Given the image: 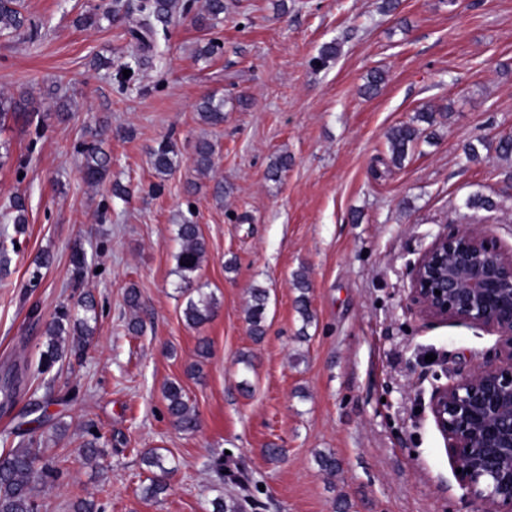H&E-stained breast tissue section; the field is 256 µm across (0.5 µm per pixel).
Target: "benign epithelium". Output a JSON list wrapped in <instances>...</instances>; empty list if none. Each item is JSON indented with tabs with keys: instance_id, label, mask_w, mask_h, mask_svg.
Returning a JSON list of instances; mask_svg holds the SVG:
<instances>
[{
	"instance_id": "benign-epithelium-1",
	"label": "benign epithelium",
	"mask_w": 512,
	"mask_h": 512,
	"mask_svg": "<svg viewBox=\"0 0 512 512\" xmlns=\"http://www.w3.org/2000/svg\"><path fill=\"white\" fill-rule=\"evenodd\" d=\"M406 300L499 336L492 359L433 386L428 408L473 512H512V246L485 224L437 234L410 263Z\"/></svg>"
}]
</instances>
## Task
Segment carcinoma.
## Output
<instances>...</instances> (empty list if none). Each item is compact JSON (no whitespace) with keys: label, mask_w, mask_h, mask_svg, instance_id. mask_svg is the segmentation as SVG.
Instances as JSON below:
<instances>
[{"label":"carcinoma","mask_w":512,"mask_h":512,"mask_svg":"<svg viewBox=\"0 0 512 512\" xmlns=\"http://www.w3.org/2000/svg\"><path fill=\"white\" fill-rule=\"evenodd\" d=\"M125 8L122 0H112V6L103 9L97 5L80 15L77 22L83 26H95L101 20L112 21L120 18ZM180 9L179 0H139L137 4L138 19L129 27L127 35L135 41L139 55L135 58L136 67L146 65L155 50L158 30L166 26ZM224 14V0H206L205 13L197 17L202 25H211L221 19ZM30 26V22L21 11L20 0H0V32L21 35ZM23 100L0 97V121L11 112H23ZM200 118L212 125L224 121V99L215 95L203 97L197 104ZM420 130L412 124H399L391 127L386 133L388 150L391 160L399 165L405 160L408 151L419 139ZM85 179L90 183H98L106 176L110 158L102 152L96 142L85 145ZM175 151L162 143L153 152L151 163L160 174L173 169ZM213 149L207 142L195 146L193 163L197 170L207 172L213 165ZM177 239L180 250L176 256L179 265L176 273L182 282V293L186 296L183 309L185 321L190 325H198L210 319L215 300L194 287L195 274L201 268L205 258V242L198 226L190 222L177 225ZM268 302V292L264 288L253 287L250 290V303L247 309V321L251 335L260 338L265 333L263 322ZM78 313L63 312L46 324V349L41 353L42 364L50 368L66 355L78 357L90 344L95 327L91 322L96 320L95 301L90 293L84 294L77 304ZM166 408L174 423L183 431H193L198 426V414L190 404L182 386L170 384L165 391ZM82 457L87 462L99 463L104 451L99 446V437L83 443ZM142 464L151 473L149 483L141 489L146 499H155L168 489V477L172 469L165 466L164 458L155 453L147 452L141 458ZM55 471L53 459L43 455L41 449L27 443L0 453V512H37L36 496L38 485Z\"/></svg>","instance_id":"cac0c4a2"}]
</instances>
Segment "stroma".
<instances>
[{"label":"stroma","instance_id":"stroma-1","mask_svg":"<svg viewBox=\"0 0 512 512\" xmlns=\"http://www.w3.org/2000/svg\"><path fill=\"white\" fill-rule=\"evenodd\" d=\"M98 2L22 0L35 38L0 34V94L27 101L0 133V217L14 196L27 206L26 224L0 220V386H17L0 396V436L16 445L10 430L43 417L33 436L62 475L42 487L39 512L84 499L99 512H212L215 499L241 495L214 469L219 459L244 468L256 512H471L427 404L436 378L484 362L499 337L427 320L405 289L410 261L447 225L488 224L512 244V157L496 151L512 136V0H402L393 13L383 0H224L212 28L194 21L203 0H188L123 87L116 70L137 54L127 20L77 23ZM212 40L217 52L198 58ZM328 43L337 53L324 61ZM374 69L386 82L363 96ZM208 94L224 100L221 124L197 116ZM427 105L434 124L393 165L387 130ZM98 128L112 163L93 186L81 145ZM200 140L214 149L205 174L192 163ZM163 142L176 152L165 175L151 164ZM471 143L479 161L466 158ZM281 154L288 168L269 180ZM476 194L496 209L466 207ZM187 219L206 242L197 280L216 299L197 326L184 320L176 273V226ZM45 251L51 264L37 269ZM300 272L307 322L295 304ZM255 286L269 293L258 340L246 321ZM87 291L91 344L39 372L46 323ZM171 382L195 407L196 432L172 424ZM94 434L99 466L79 454ZM149 448L175 468L157 501L141 495Z\"/></svg>","mask_w":512,"mask_h":512}]
</instances>
